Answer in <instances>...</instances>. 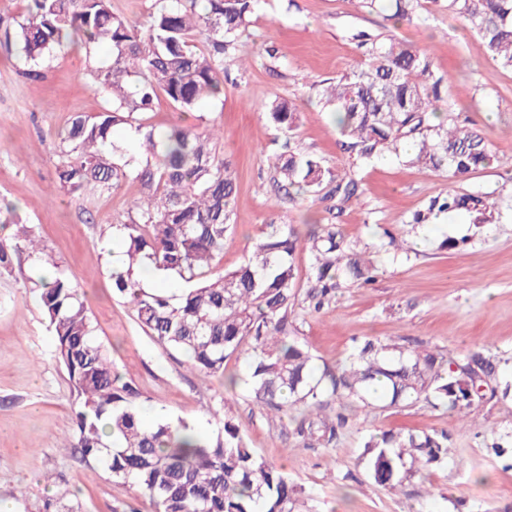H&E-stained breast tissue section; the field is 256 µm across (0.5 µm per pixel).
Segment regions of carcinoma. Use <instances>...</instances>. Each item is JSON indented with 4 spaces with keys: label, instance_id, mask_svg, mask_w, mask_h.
<instances>
[{
    "label": "carcinoma",
    "instance_id": "1",
    "mask_svg": "<svg viewBox=\"0 0 512 512\" xmlns=\"http://www.w3.org/2000/svg\"><path fill=\"white\" fill-rule=\"evenodd\" d=\"M170 2L141 25L112 12L111 0H28L14 33L17 52L34 67L67 48H110L109 60L91 66L89 76L111 107L93 117L72 115L58 133L55 175L66 192L88 185L111 191L127 179L139 184L127 220L119 224L124 265L112 272L113 288L129 297L139 327L162 347L182 353L203 377L224 374L231 357L245 358L246 372L231 382L272 411H299L298 434L310 442L331 441L345 424L340 410L326 415L331 403L375 407L370 386L379 378L388 382L390 407L431 398L453 411L470 406L479 397L474 377L493 372L477 355L446 371L431 352L368 339L344 364L320 369L309 349L288 335V310L298 297L299 247L311 258L308 298L316 310L349 283L374 280L370 252L348 240L340 225L321 224L302 238L290 224H268L241 266L216 270L231 226L235 180L215 154L213 131L179 122L163 131L140 124L145 162L133 170L120 164L114 127L151 111L159 95L182 112H194L223 94L224 55L236 51L260 0H205L200 10L197 0L188 6ZM352 2L396 23L412 20L422 6L421 0ZM433 3L477 34L492 60L512 70V0ZM356 40L363 65L313 88L336 112L344 149L357 164L403 153L411 164L462 178L494 161L484 139L458 121L452 105L439 111L448 78L429 55L392 35L361 32ZM267 109L283 132L293 134L297 113L290 102L275 100ZM270 165L278 190L321 194L336 201L338 211L357 192V171L340 175L300 151L276 154ZM458 211L478 229L497 221L490 193L469 190L433 198L412 224ZM37 248L31 227L0 234V269L10 267L16 254ZM147 261L189 284L178 301L141 286L136 274ZM44 262L54 278L42 277L36 286L55 337V358L82 399L72 447L85 463H99L111 477L135 484L155 512H298L302 489L260 457L233 420L214 415L220 424L214 437L183 422L144 424L140 393L112 369L78 289L51 256ZM364 453L373 481L394 490L447 460L448 433L383 432L364 442ZM42 512L81 510L61 497L47 500Z\"/></svg>",
    "mask_w": 512,
    "mask_h": 512
}]
</instances>
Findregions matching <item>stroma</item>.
Segmentation results:
<instances>
[{
  "instance_id": "35a3bbf8",
  "label": "stroma",
  "mask_w": 512,
  "mask_h": 512,
  "mask_svg": "<svg viewBox=\"0 0 512 512\" xmlns=\"http://www.w3.org/2000/svg\"><path fill=\"white\" fill-rule=\"evenodd\" d=\"M26 7V0H0V204L13 205L20 223L37 228L79 288L95 339L123 381L147 405L204 435L217 431L213 411L232 418L250 446L302 488L312 512H512V395L502 394L512 383V71L491 61L475 33L429 2L413 21L396 26L352 0H261L236 52L224 59L223 96L185 115L186 124L222 129L213 146L235 175L221 268L243 264L270 223L300 228L312 217L373 245L375 282L342 289L317 312L299 298L288 314L289 334L318 365L345 362L364 338L427 350L446 363L479 353L496 365L465 415L425 402L354 408L337 441L309 444L297 433L296 410L271 420L244 387L201 379L181 354L140 329L113 290L112 256L102 244L118 237L116 225L126 219L138 183L68 194L55 179L56 132L72 113L93 115L109 106L88 76L90 62L105 61L109 50H63L39 77L26 75L25 60L5 38ZM360 31L391 32L429 54L450 77L447 95L461 122L479 130L496 163L461 180L393 154L354 168L312 85L360 66ZM272 45L278 48L273 57ZM278 98L297 108L295 136L268 117L267 104ZM289 141L338 174L357 170L359 189L341 210L325 200L279 197L268 160ZM475 188L491 192L497 224L478 230L464 215L443 214L410 226L431 198ZM451 222L468 241L444 249ZM43 268L41 258L24 252L0 272V500L13 512H39L45 499L73 494L82 512H153L148 498L103 466L86 465L72 446L80 400L54 358L53 332L34 286ZM400 429L447 432L448 460L389 490L371 479L363 443Z\"/></svg>"
}]
</instances>
